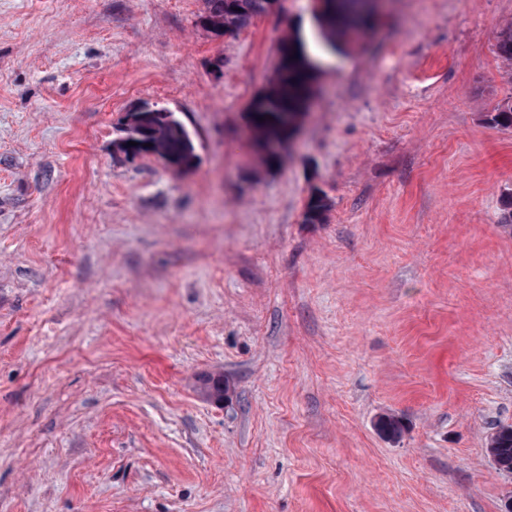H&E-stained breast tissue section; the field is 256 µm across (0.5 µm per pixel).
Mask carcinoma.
I'll list each match as a JSON object with an SVG mask.
<instances>
[{
    "label": "carcinoma",
    "instance_id": "cac0c4a2",
    "mask_svg": "<svg viewBox=\"0 0 512 512\" xmlns=\"http://www.w3.org/2000/svg\"><path fill=\"white\" fill-rule=\"evenodd\" d=\"M205 10L199 18L212 20L236 34L249 27L253 20L268 11V0H204ZM316 27L321 33L323 47L336 50L341 43H350L353 35L347 18L342 14L328 15V11L313 12ZM498 55L512 61V26L503 29L497 37ZM319 71L310 65L303 38L293 31L280 42L274 74L268 88L257 97L247 112V121L255 135L262 137L281 124L283 117L298 120L304 116V103L312 94ZM136 125L123 126L125 136L140 137L151 143L152 150L169 159L176 171L190 169L196 147L191 133L175 113H164L158 106H142L135 115ZM329 209L322 194L312 196L305 213V223L320 224ZM201 393L208 399L224 396V380L208 376L202 379ZM387 437H398L404 431L401 420L384 416L377 423ZM488 449L503 470L512 471V426L500 427L490 438Z\"/></svg>",
    "mask_w": 512,
    "mask_h": 512
}]
</instances>
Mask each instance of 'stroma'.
<instances>
[{
	"label": "stroma",
	"mask_w": 512,
	"mask_h": 512,
	"mask_svg": "<svg viewBox=\"0 0 512 512\" xmlns=\"http://www.w3.org/2000/svg\"><path fill=\"white\" fill-rule=\"evenodd\" d=\"M310 8L0 0V512L512 507V0H386L268 165L246 112ZM145 104L189 172L117 152ZM204 3L205 10L199 15V20L206 19L199 24L216 37L230 35L222 34V29L216 23L237 34L249 27L256 17L268 11V0H204ZM164 107L142 106L135 113L137 126H126L123 123V136L141 137L151 143L152 150L158 152L155 154L158 160L163 164L169 159L176 171H185L190 168V162L195 157L196 147L191 133L184 123L176 116L174 112L163 113ZM488 449L498 460L492 456L494 465L499 470L512 471V426H501L490 438Z\"/></svg>",
	"instance_id": "1"
}]
</instances>
